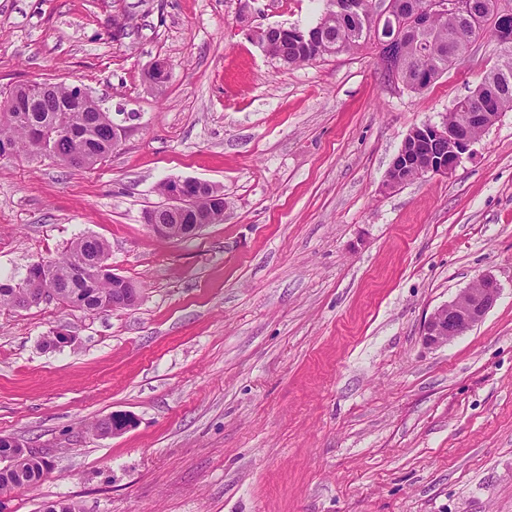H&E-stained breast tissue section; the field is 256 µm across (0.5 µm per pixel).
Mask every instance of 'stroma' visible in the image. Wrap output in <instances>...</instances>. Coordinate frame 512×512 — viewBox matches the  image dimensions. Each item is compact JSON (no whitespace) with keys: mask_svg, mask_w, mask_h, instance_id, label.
I'll list each match as a JSON object with an SVG mask.
<instances>
[{"mask_svg":"<svg viewBox=\"0 0 512 512\" xmlns=\"http://www.w3.org/2000/svg\"><path fill=\"white\" fill-rule=\"evenodd\" d=\"M324 8L0 0V91L82 85L127 128L90 168L0 158V276L93 234L139 291L0 310V438L51 462L0 512H512V111L452 173L385 186L409 131L504 49L479 39L412 92L373 50L287 67L249 35ZM187 178L223 192L224 220L158 237L144 214ZM485 275L483 320L425 345L424 319ZM58 329L72 344L46 346ZM115 412L134 426L100 435Z\"/></svg>","mask_w":512,"mask_h":512,"instance_id":"1","label":"stroma"}]
</instances>
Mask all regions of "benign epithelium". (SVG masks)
Returning <instances> with one entry per match:
<instances>
[{"instance_id":"1","label":"benign epithelium","mask_w":512,"mask_h":512,"mask_svg":"<svg viewBox=\"0 0 512 512\" xmlns=\"http://www.w3.org/2000/svg\"><path fill=\"white\" fill-rule=\"evenodd\" d=\"M379 33L398 35L404 19L400 12L389 5L381 6ZM26 94L36 101L50 97L53 85L44 82H28L23 85ZM409 136L420 144V150L412 153L402 148L394 158L387 173V185L390 187L402 178L407 170L415 167L418 175H446L461 162L462 155L468 152L474 140L456 136L448 131V121L424 122L409 132ZM448 146L447 157L436 155L435 146ZM186 181L170 182L167 198L172 203L149 214L146 222L157 235L176 241L189 240L197 236L208 224L216 222L217 214L195 211L192 198L185 193ZM194 211L196 223L186 224L184 219L189 211ZM19 287L30 288L39 297V302L50 299V290L45 280L35 279L30 273L21 278ZM500 287L491 276H483L477 283L459 292L453 300L435 309L425 319L422 326L423 341L431 347H439L451 339L464 334L477 325L494 306ZM134 425V417L127 413H112V435H120Z\"/></svg>"}]
</instances>
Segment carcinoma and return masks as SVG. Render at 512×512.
I'll use <instances>...</instances> for the list:
<instances>
[{"mask_svg": "<svg viewBox=\"0 0 512 512\" xmlns=\"http://www.w3.org/2000/svg\"><path fill=\"white\" fill-rule=\"evenodd\" d=\"M355 12H344L328 0L320 21L303 30L312 35L317 45L328 51L319 55L309 51L298 38H279L267 34L260 39L276 44L275 54L288 65L309 63L328 56L374 47L379 51L381 69L395 72L399 83L410 91L427 88L448 70V66L465 57L473 40L489 36L500 38V6L507 4L512 12V0H463V6L448 8L445 14H433V0H407V17L425 20L423 29L410 23L402 35L389 42L377 40L378 12L376 0ZM73 86L64 82L55 86L54 95L32 112H15L0 108V150L9 148L13 156L40 157L50 152L62 162L71 153L83 149L91 156L105 158L112 145V113L100 112L94 98L74 100ZM481 103L480 111L502 113L512 110V51L504 54L500 64L486 72L471 95L459 100L448 112V127L457 128L477 138L482 123L471 112L472 99ZM64 121L71 136L50 141L45 131ZM105 241L93 235H82L70 242L59 258L44 261L43 274L57 294V303L71 306L70 295L82 292V311L93 313L102 297L112 298V273L101 269L108 259ZM35 306L29 292L16 287V280L0 278V309L26 310ZM50 470V462L32 452L20 456L17 469L0 475V490L32 485Z\"/></svg>", "mask_w": 512, "mask_h": 512, "instance_id": "obj_1", "label": "carcinoma"}]
</instances>
